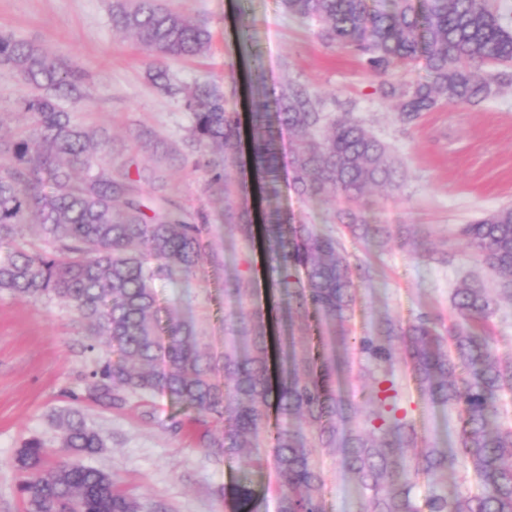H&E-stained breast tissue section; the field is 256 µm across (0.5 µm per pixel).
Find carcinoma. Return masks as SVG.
Segmentation results:
<instances>
[{"mask_svg":"<svg viewBox=\"0 0 512 512\" xmlns=\"http://www.w3.org/2000/svg\"><path fill=\"white\" fill-rule=\"evenodd\" d=\"M285 10L313 22L320 39L350 49L385 76L399 64L425 61L427 75L403 85L381 84L399 117L410 122L443 102L478 105L512 83V22L494 0H281ZM112 30L129 36L153 57L149 81L182 101L191 119L188 139L210 155V183L224 192V228L255 238L252 188L261 195L266 264L246 261L247 273L227 278L235 305L224 318V353L212 354L185 319L161 322L153 290L157 281L188 276L211 247L206 225L164 194L144 202L142 184L158 189L160 176L105 163L112 141L103 128L76 124L63 102L87 97L84 81L45 47L0 33V68L18 75L27 92L18 101L24 121L0 132V292L73 309L94 344L109 357L88 375V398L121 408L136 396L163 394L203 426V447L232 462L244 448L272 444L282 478L278 512H323V475L310 441L339 449L359 484V512H512V426L500 423V394L512 386V361L491 356L485 322L500 301L512 302V206L462 224L456 237L474 261L492 269L499 293L476 278L452 292L457 320L446 330L419 314L386 316L358 341L368 366L388 365L375 380L361 413L333 387L336 332H347L355 303V266L340 241L313 224H297L279 203V133L291 141V185L301 197L343 201L333 220L354 240L381 248L397 243L419 261L448 265L456 253L448 240L411 234L407 224H374L364 213L369 189L401 188L404 173L389 147L351 113L324 112L306 90L288 84L256 95L249 107L248 152L239 114L226 108L214 85H185L163 65L167 58L204 55L211 33L200 19L165 0H112ZM239 178L231 180L229 165ZM154 215H149V212ZM285 296L288 319L318 318L328 335L320 357L290 342L270 368L269 315L242 309L259 275ZM403 344L418 392L431 403H461L463 464L481 482L478 493L438 489L424 501L414 480L456 469V455L425 443L414 421L399 413L394 376L395 342ZM275 412L274 429L267 428ZM57 456L42 440L24 442L14 460L27 512H139L117 492L112 474L75 463L104 447L81 410L59 417ZM417 448L413 458L404 455ZM231 512H263L248 483L225 488Z\"/></svg>","mask_w":512,"mask_h":512,"instance_id":"carcinoma-1","label":"carcinoma"}]
</instances>
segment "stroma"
<instances>
[{
	"mask_svg": "<svg viewBox=\"0 0 512 512\" xmlns=\"http://www.w3.org/2000/svg\"><path fill=\"white\" fill-rule=\"evenodd\" d=\"M181 12L205 19L212 35L208 53L168 61L171 74L186 84L208 83L223 92L230 110H247L248 72L264 75L268 88L293 83L320 97L326 111H350L390 148L405 182L397 191L379 189L370 197L371 215L380 224L424 227L438 239L457 225L512 204V85H503L477 106L444 104L415 121H399L382 81L404 83L425 73L424 60L374 75L355 53L324 43L309 22L292 16L280 0H169ZM111 0H0V31L42 44L74 63L86 79L88 98L72 106L77 122L106 128L113 140L112 160L158 169L167 178L173 201L207 225L215 253L200 261L193 275L155 285L161 308L193 320L201 340L215 352L224 349V279L259 261L256 248L224 229L223 196L208 188L198 165L203 154L187 144L189 115L182 102L154 87L146 76L148 55L132 39L113 33ZM151 130L157 148H140L139 130ZM281 206L294 221L332 228L330 209L301 199L292 190L289 141H282ZM353 263L370 276L356 277V302L349 333L336 337V389L359 410H366L372 385L354 340L370 335L389 315L409 320L421 313L448 325L454 319L450 297L461 279L492 273L476 264L464 242H456L453 264L414 259L396 245L377 248L347 243ZM79 317L58 302L28 301L0 293V512H24L20 475L13 458L22 442L36 437L56 446L57 418L77 406L105 446L87 460L105 470L115 488L136 499L140 512H228L224 488L251 479L276 512L281 493L271 447L245 449L236 462L202 448L199 429L169 428L182 418L178 406L162 395L133 398L123 408L107 409L87 397L88 373L101 360L88 348ZM396 350L402 405L427 439L451 453L460 451L459 405L423 400ZM313 455L325 481V512H358L360 495L340 455L325 448ZM261 466H254V459Z\"/></svg>",
	"mask_w": 512,
	"mask_h": 512,
	"instance_id": "stroma-1",
	"label": "stroma"
}]
</instances>
